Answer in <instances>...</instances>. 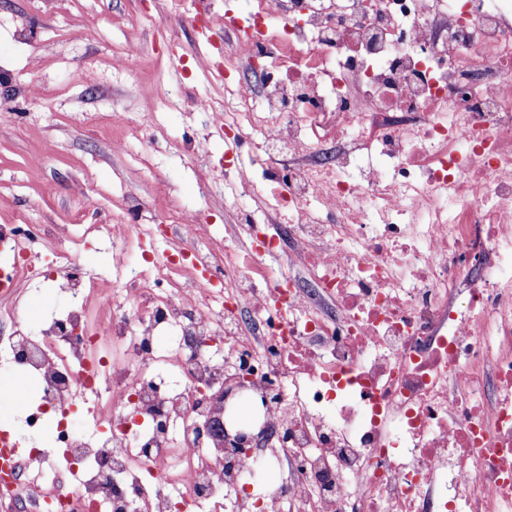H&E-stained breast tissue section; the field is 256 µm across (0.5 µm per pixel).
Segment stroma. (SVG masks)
<instances>
[{"mask_svg":"<svg viewBox=\"0 0 512 512\" xmlns=\"http://www.w3.org/2000/svg\"><path fill=\"white\" fill-rule=\"evenodd\" d=\"M134 41L143 55L132 69L125 53ZM211 41L203 47L190 0H0V111L14 115L0 123V225H67L58 248L82 242L86 271L103 280L112 276V243L93 219L122 215L130 193L173 224L191 209L243 235L241 212L250 209L278 234L288 212L266 192L252 150L234 151L232 136L190 107L200 96L220 110L236 92L196 63L202 49L223 51V34ZM202 139L216 169L208 181L179 151ZM116 140L123 150H113ZM242 169L252 170L254 192L225 195ZM75 302L99 320L94 293L74 299L50 281L31 284L22 311L35 326Z\"/></svg>","mask_w":512,"mask_h":512,"instance_id":"stroma-1","label":"stroma"}]
</instances>
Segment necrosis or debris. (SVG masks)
<instances>
[{
  "instance_id": "1",
  "label": "necrosis or debris",
  "mask_w": 512,
  "mask_h": 512,
  "mask_svg": "<svg viewBox=\"0 0 512 512\" xmlns=\"http://www.w3.org/2000/svg\"><path fill=\"white\" fill-rule=\"evenodd\" d=\"M224 33L243 54L209 73L245 71L241 101L264 105L215 116L288 158L268 172L288 238L220 260L196 213L173 226L127 197L134 223L104 227L124 281L98 289L101 319L75 304L30 330L28 281L51 265L71 294L89 283L79 252L1 224L0 349L57 446L1 451L0 488L21 512H512V0H253ZM147 232L184 246L130 262ZM277 252L314 289L268 275ZM243 376L274 433L249 452L208 433ZM267 458L287 469L258 501Z\"/></svg>"
}]
</instances>
